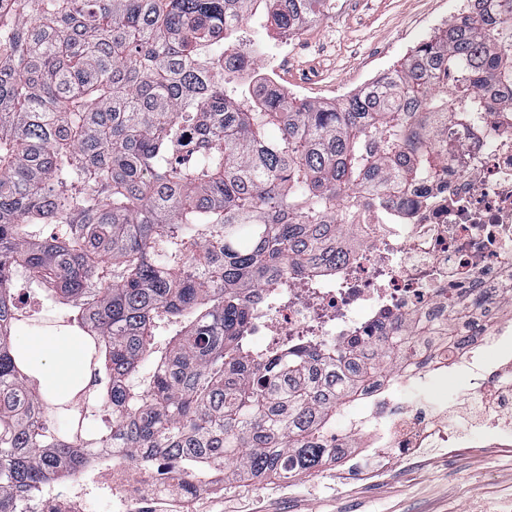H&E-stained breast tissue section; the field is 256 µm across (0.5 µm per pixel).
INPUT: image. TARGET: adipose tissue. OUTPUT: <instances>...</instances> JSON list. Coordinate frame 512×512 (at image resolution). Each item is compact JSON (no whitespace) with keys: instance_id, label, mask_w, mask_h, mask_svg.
Returning a JSON list of instances; mask_svg holds the SVG:
<instances>
[{"instance_id":"adipose-tissue-1","label":"adipose tissue","mask_w":512,"mask_h":512,"mask_svg":"<svg viewBox=\"0 0 512 512\" xmlns=\"http://www.w3.org/2000/svg\"><path fill=\"white\" fill-rule=\"evenodd\" d=\"M21 348L49 399L64 398L77 381L90 378L85 359V339L78 334H39L22 342Z\"/></svg>"}]
</instances>
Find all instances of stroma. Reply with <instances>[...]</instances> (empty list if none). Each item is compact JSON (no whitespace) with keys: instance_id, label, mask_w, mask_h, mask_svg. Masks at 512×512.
Wrapping results in <instances>:
<instances>
[{"instance_id":"1","label":"stroma","mask_w":512,"mask_h":512,"mask_svg":"<svg viewBox=\"0 0 512 512\" xmlns=\"http://www.w3.org/2000/svg\"><path fill=\"white\" fill-rule=\"evenodd\" d=\"M335 10L289 35L281 85L335 101L374 72L399 65L423 24L446 15L448 0H338ZM370 478L342 475L337 463L287 481L225 483L201 512H512V448L479 443L434 448L410 459L358 452Z\"/></svg>"}]
</instances>
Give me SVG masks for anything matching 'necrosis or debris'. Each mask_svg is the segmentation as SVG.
Segmentation results:
<instances>
[{
	"label": "necrosis or debris",
	"instance_id": "1",
	"mask_svg": "<svg viewBox=\"0 0 512 512\" xmlns=\"http://www.w3.org/2000/svg\"><path fill=\"white\" fill-rule=\"evenodd\" d=\"M448 178L417 192L409 207L361 206L349 221L354 245L313 281L294 279L268 292L251 321L265 347L308 338L340 343L367 336L396 315L434 325L448 312L483 295L489 312L465 345L427 339L428 352L364 388L345 416L339 446L388 448L404 459L429 448L455 447L451 418L469 439L512 444V114L479 113L475 126L455 133ZM454 378L463 388L452 404L431 389ZM174 457L148 465L97 456L71 486L24 501L21 512H112L172 506L197 512L200 488L180 486Z\"/></svg>",
	"mask_w": 512,
	"mask_h": 512
}]
</instances>
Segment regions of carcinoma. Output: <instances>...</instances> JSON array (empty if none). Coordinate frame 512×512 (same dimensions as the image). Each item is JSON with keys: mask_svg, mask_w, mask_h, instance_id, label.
I'll return each instance as SVG.
<instances>
[{"mask_svg": "<svg viewBox=\"0 0 512 512\" xmlns=\"http://www.w3.org/2000/svg\"><path fill=\"white\" fill-rule=\"evenodd\" d=\"M329 2L0 0V512L94 448L165 450L201 486L311 473L333 458L337 407L419 353L409 316L261 354L248 327L265 289L336 260L363 190L407 204L448 177L455 130L512 87V0H474L338 102L239 82L246 17L262 6L290 34ZM20 280L93 340L64 428L14 343L31 326ZM102 406L112 417L87 430Z\"/></svg>", "mask_w": 512, "mask_h": 512, "instance_id": "obj_1", "label": "carcinoma"}]
</instances>
